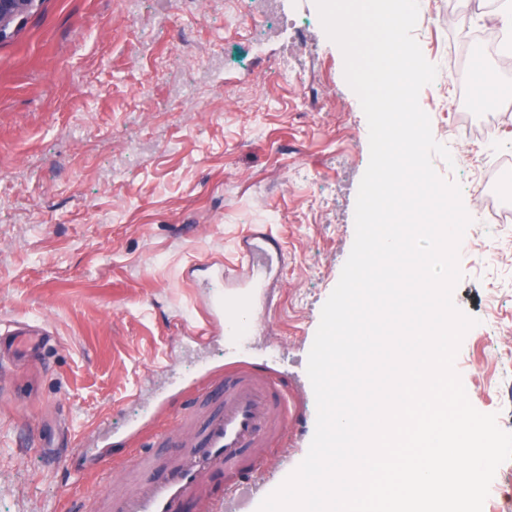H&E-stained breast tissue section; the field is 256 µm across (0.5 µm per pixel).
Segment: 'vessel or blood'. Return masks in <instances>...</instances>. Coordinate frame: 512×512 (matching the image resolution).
Wrapping results in <instances>:
<instances>
[{
  "label": "vessel or blood",
  "instance_id": "obj_1",
  "mask_svg": "<svg viewBox=\"0 0 512 512\" xmlns=\"http://www.w3.org/2000/svg\"><path fill=\"white\" fill-rule=\"evenodd\" d=\"M275 252L276 240L269 233L248 238L241 266L247 284L228 299L220 292L223 265L203 269L202 284L212 291L210 319L230 336L234 361L201 372L191 390L192 408L182 413L180 423L162 429L142 420L128 427L125 439L135 446L130 465L135 489L116 493L108 479L96 487L98 499L111 504L113 512H185L190 502L197 512H251L262 489L259 472L300 426L299 414L288 406L287 384L273 369L260 371L245 360L266 288L264 270ZM52 340L46 326L15 325L0 333V360L26 359ZM160 446L172 453L158 469L153 460Z\"/></svg>",
  "mask_w": 512,
  "mask_h": 512
}]
</instances>
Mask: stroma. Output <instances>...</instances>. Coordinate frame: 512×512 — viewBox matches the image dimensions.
I'll use <instances>...</instances> for the list:
<instances>
[{
  "label": "stroma",
  "instance_id": "35a3bbf8",
  "mask_svg": "<svg viewBox=\"0 0 512 512\" xmlns=\"http://www.w3.org/2000/svg\"><path fill=\"white\" fill-rule=\"evenodd\" d=\"M39 0L0 42V326L45 325V361L0 366V512H105L91 493L98 448L121 439L169 389L228 361L208 328L198 268L237 263L271 231L282 262L249 362L295 387L304 424L276 466V490L316 426L306 372L321 309L355 238L369 129L315 0ZM415 28L436 65L419 104L451 161L436 172L473 193L481 123L512 154V95L451 111L449 68L475 57L468 0H419ZM301 79L284 80L288 58ZM452 299L476 324L454 361L472 406L512 432V223L473 216Z\"/></svg>",
  "mask_w": 512,
  "mask_h": 512
}]
</instances>
